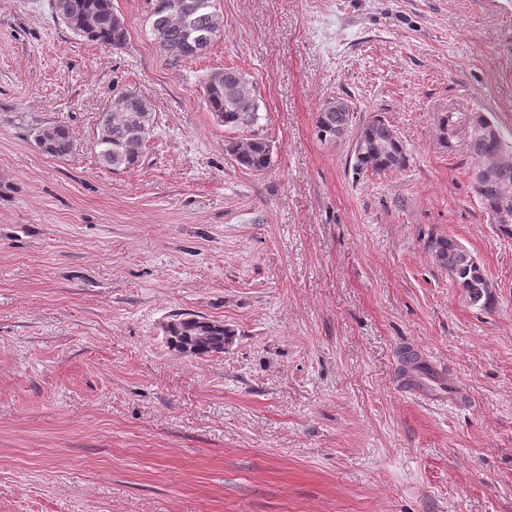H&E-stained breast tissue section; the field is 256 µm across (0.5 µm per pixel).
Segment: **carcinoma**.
I'll use <instances>...</instances> for the list:
<instances>
[{
  "label": "carcinoma",
  "instance_id": "obj_1",
  "mask_svg": "<svg viewBox=\"0 0 512 512\" xmlns=\"http://www.w3.org/2000/svg\"><path fill=\"white\" fill-rule=\"evenodd\" d=\"M170 0H143L146 21L150 32L163 53L175 62L193 59L207 52L217 38L223 17L216 0H186L191 5L194 28L187 34L181 15L168 9ZM63 10L66 26L91 42L122 46L127 40L123 20L112 7V0H53V10ZM204 100L222 125L238 130H248L240 140L224 142V151L234 157L242 167L252 172H263L272 163V147L267 137L255 126L258 124L257 93L249 75L229 67L219 74L215 71L203 76ZM123 108L112 106V111L102 114L96 147L101 162L112 170H132L143 156L146 134L153 127L155 112L152 105L139 94L129 91L122 94ZM350 106L344 111L328 110L322 104L315 115V131L322 141L333 140L337 133L350 127ZM486 120L476 114L470 123L467 150L476 164L495 160L496 171L488 173L479 182V203L485 214L502 199L506 189H512V152L502 153L501 144L485 134ZM394 130L380 116L364 125L355 149L354 167L360 171L376 173L399 171L408 163L407 153L400 139L393 138ZM36 138L44 152L63 157L70 152L69 129L63 125L45 127ZM428 249L434 261L448 270L456 285L461 288L468 304L486 308L492 301L488 279L475 257L460 242L451 237L428 240ZM175 336L171 346L181 353L203 358L224 352L226 337L231 329L220 321L206 323L202 317H185L172 331Z\"/></svg>",
  "mask_w": 512,
  "mask_h": 512
}]
</instances>
